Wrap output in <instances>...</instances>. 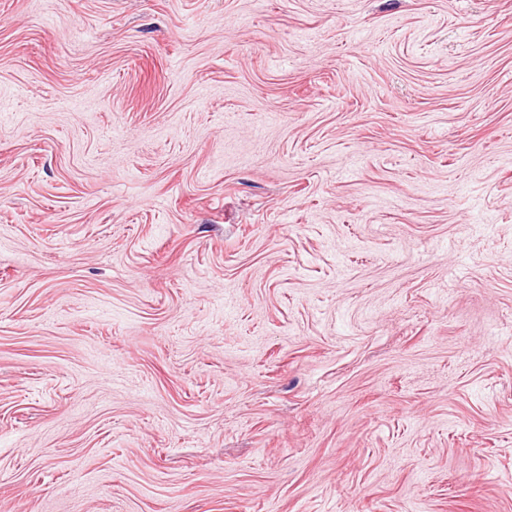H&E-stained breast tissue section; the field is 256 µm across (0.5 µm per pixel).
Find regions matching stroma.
I'll return each mask as SVG.
<instances>
[{
  "label": "stroma",
  "instance_id": "35a3bbf8",
  "mask_svg": "<svg viewBox=\"0 0 512 512\" xmlns=\"http://www.w3.org/2000/svg\"><path fill=\"white\" fill-rule=\"evenodd\" d=\"M0 512H512V0H0Z\"/></svg>",
  "mask_w": 512,
  "mask_h": 512
}]
</instances>
